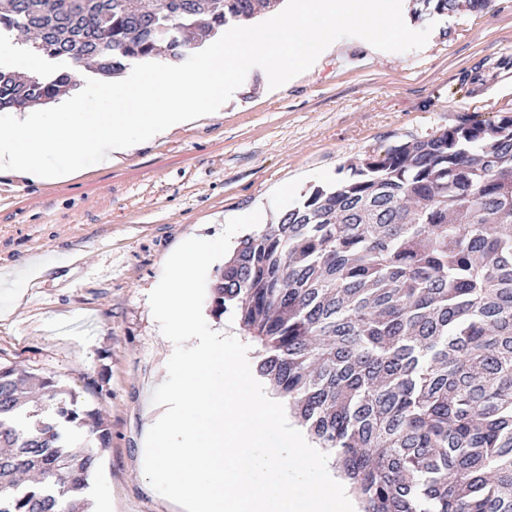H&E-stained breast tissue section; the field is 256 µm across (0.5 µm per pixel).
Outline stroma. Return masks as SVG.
Segmentation results:
<instances>
[{
  "label": "stroma",
  "instance_id": "1",
  "mask_svg": "<svg viewBox=\"0 0 512 512\" xmlns=\"http://www.w3.org/2000/svg\"><path fill=\"white\" fill-rule=\"evenodd\" d=\"M475 113L512 116V0L438 18L418 50L337 40L276 89L252 68L215 113L68 181L0 174V362L61 379L107 418L97 512H184L141 457L174 350L148 295L183 240L257 209L272 221L350 164ZM37 256L40 279L16 290L12 267Z\"/></svg>",
  "mask_w": 512,
  "mask_h": 512
}]
</instances>
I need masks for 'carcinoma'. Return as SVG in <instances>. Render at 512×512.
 <instances>
[{
  "label": "carcinoma",
  "instance_id": "carcinoma-1",
  "mask_svg": "<svg viewBox=\"0 0 512 512\" xmlns=\"http://www.w3.org/2000/svg\"><path fill=\"white\" fill-rule=\"evenodd\" d=\"M283 0H0V30L103 77L185 60ZM414 16L490 0H415ZM68 71L0 68V112ZM262 346L257 371L335 457L363 512H512V116L471 115L350 165L243 236L211 288ZM97 447L76 449L65 430ZM111 432L59 380L0 365V512H89Z\"/></svg>",
  "mask_w": 512,
  "mask_h": 512
}]
</instances>
